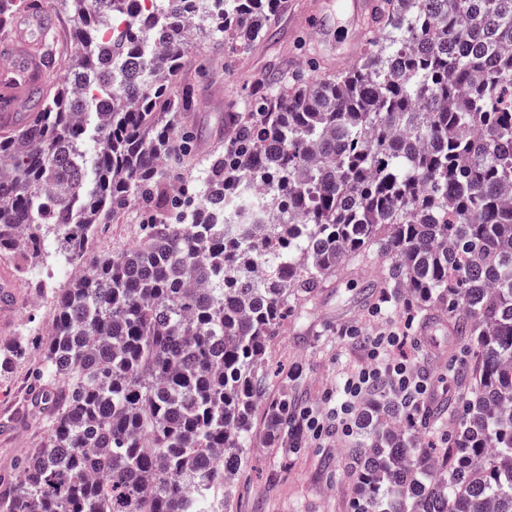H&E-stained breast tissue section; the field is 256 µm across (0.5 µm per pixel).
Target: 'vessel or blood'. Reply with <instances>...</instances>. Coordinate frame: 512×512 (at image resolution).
<instances>
[{
  "label": "vessel or blood",
  "instance_id": "obj_1",
  "mask_svg": "<svg viewBox=\"0 0 512 512\" xmlns=\"http://www.w3.org/2000/svg\"><path fill=\"white\" fill-rule=\"evenodd\" d=\"M29 16H21L6 41V46L15 57L14 67L0 75V129L13 126L14 106L21 88L34 87L40 82L41 68L34 45L26 38L30 24ZM14 282L8 268L0 269V330L7 328L15 308Z\"/></svg>",
  "mask_w": 512,
  "mask_h": 512
}]
</instances>
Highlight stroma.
Masks as SVG:
<instances>
[{"label":"stroma","instance_id":"stroma-1","mask_svg":"<svg viewBox=\"0 0 512 512\" xmlns=\"http://www.w3.org/2000/svg\"><path fill=\"white\" fill-rule=\"evenodd\" d=\"M364 21L354 0H285L272 20L273 37L251 52L225 60L212 53L202 38L191 37L199 67L182 74V81L194 84L198 105L192 112L178 114L179 129L197 135L198 165L224 147V113L230 102L249 94L254 81L268 65L278 60L289 65L305 58L319 59L321 74L336 71L337 57L360 54L353 42ZM137 207L121 210L111 223L99 228L91 248L112 252L126 248L139 232ZM381 261L376 256L349 261L333 273L326 288L305 308L291 310L268 349L265 370L267 400L287 397L292 409L303 407L324 412L329 395L335 393L341 373L363 363L367 351L363 337L384 331L397 318L390 308H379L384 288L380 280ZM20 299L8 332H0V343L34 330L44 332L51 323L50 302L34 303L28 285L18 287ZM356 330L357 339L344 337ZM418 345H405L415 370L434 379L449 367L464 369L460 353L466 344L449 325L448 318H416L408 331ZM37 352L0 374V477L14 475L16 462L41 437L39 422L27 414L31 402L32 372ZM253 443L244 465L233 480V493L224 512H351L355 486L347 474L350 439L331 437L316 441L300 436L292 447L270 437L265 409L257 407L252 418Z\"/></svg>","mask_w":512,"mask_h":512}]
</instances>
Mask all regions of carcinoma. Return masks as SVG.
Here are the masks:
<instances>
[{"instance_id": "carcinoma-1", "label": "carcinoma", "mask_w": 512, "mask_h": 512, "mask_svg": "<svg viewBox=\"0 0 512 512\" xmlns=\"http://www.w3.org/2000/svg\"><path fill=\"white\" fill-rule=\"evenodd\" d=\"M65 72L0 139V252L51 300L42 339L0 344V372L38 351V447L0 492L5 512H217L252 447L268 342L350 257L383 259L389 307L448 315L470 391L445 414L374 392L361 405L352 512H512V0H375L357 62L269 67L225 113L224 152L195 161L194 7L216 45L270 38L280 0H64ZM23 0H0V32ZM135 204L137 245L88 256ZM78 266L35 273L50 241ZM288 399L268 405L283 442ZM420 421L417 434L408 413Z\"/></svg>"}]
</instances>
